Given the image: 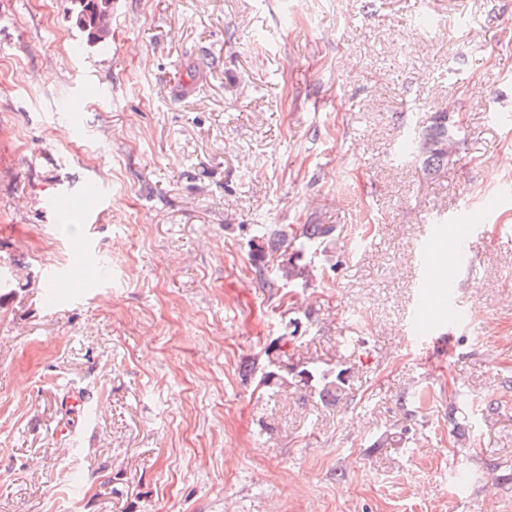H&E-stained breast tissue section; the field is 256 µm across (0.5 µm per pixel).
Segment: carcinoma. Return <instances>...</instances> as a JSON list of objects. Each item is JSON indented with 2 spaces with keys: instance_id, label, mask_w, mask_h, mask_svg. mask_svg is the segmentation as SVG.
<instances>
[{
  "instance_id": "carcinoma-1",
  "label": "carcinoma",
  "mask_w": 512,
  "mask_h": 512,
  "mask_svg": "<svg viewBox=\"0 0 512 512\" xmlns=\"http://www.w3.org/2000/svg\"><path fill=\"white\" fill-rule=\"evenodd\" d=\"M109 0H65L70 6L75 27L83 36L79 46L94 44L106 50L112 43V38L103 35L100 20L108 11ZM454 130L448 126V112L444 109L433 113L428 123L417 130L406 142V151L413 155L419 163L422 172L432 177L448 167L453 156ZM334 228L329 224H304L287 248L289 253H283L284 259L273 267L272 277L265 275L267 258L280 250L278 241L262 232L257 235V242L252 244V257L255 261L259 279L263 286L272 288L277 283L308 284L314 277L315 267L307 261V257L317 252L325 255L331 252L334 244ZM289 331L278 337L275 347H267L268 363H273L274 350L293 342L299 330V322L292 320L288 325ZM352 377L350 368L339 366L335 369L323 370L314 363H309L300 370L288 374L275 368L261 373L260 381L265 386L283 385L292 378L297 383L313 389L321 403L334 405L343 399L349 391Z\"/></svg>"
}]
</instances>
